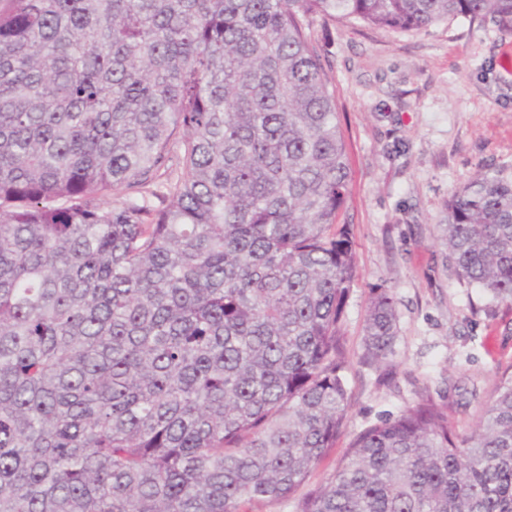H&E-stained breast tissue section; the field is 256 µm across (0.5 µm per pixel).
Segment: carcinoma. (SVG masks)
Wrapping results in <instances>:
<instances>
[{"label":"carcinoma","instance_id":"1","mask_svg":"<svg viewBox=\"0 0 512 512\" xmlns=\"http://www.w3.org/2000/svg\"><path fill=\"white\" fill-rule=\"evenodd\" d=\"M512 0H0V512H244L343 434L357 267L311 22L394 31ZM512 306V175L440 225ZM373 296L366 357L393 354ZM298 512H512V373L476 427L421 399Z\"/></svg>","mask_w":512,"mask_h":512}]
</instances>
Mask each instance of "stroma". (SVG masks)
<instances>
[{
  "label": "stroma",
  "instance_id": "35a3bbf8",
  "mask_svg": "<svg viewBox=\"0 0 512 512\" xmlns=\"http://www.w3.org/2000/svg\"><path fill=\"white\" fill-rule=\"evenodd\" d=\"M336 89L350 171L340 214L357 276L342 318L347 425L303 487L325 485L366 427L428 398L457 431L479 419L512 366V307L467 284L437 230L449 197L485 165L512 173V33L458 17L421 31L316 20L310 28ZM393 293L395 352L364 360L376 289Z\"/></svg>",
  "mask_w": 512,
  "mask_h": 512
}]
</instances>
